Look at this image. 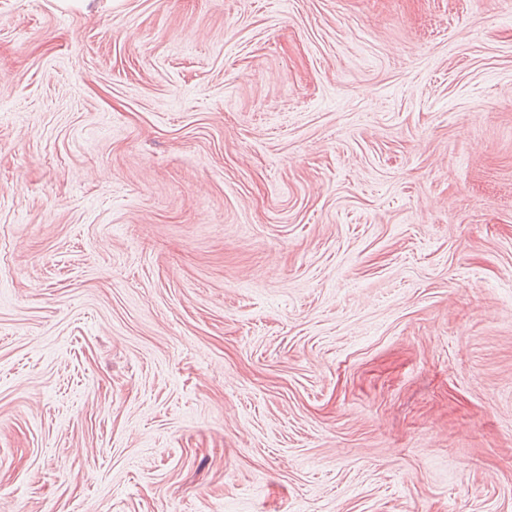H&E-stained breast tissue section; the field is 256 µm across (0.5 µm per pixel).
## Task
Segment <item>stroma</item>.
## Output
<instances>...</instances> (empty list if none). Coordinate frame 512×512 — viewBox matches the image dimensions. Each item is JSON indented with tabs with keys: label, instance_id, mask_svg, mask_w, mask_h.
Instances as JSON below:
<instances>
[{
	"label": "stroma",
	"instance_id": "35a3bbf8",
	"mask_svg": "<svg viewBox=\"0 0 512 512\" xmlns=\"http://www.w3.org/2000/svg\"><path fill=\"white\" fill-rule=\"evenodd\" d=\"M0 512H512V0H0Z\"/></svg>",
	"mask_w": 512,
	"mask_h": 512
}]
</instances>
